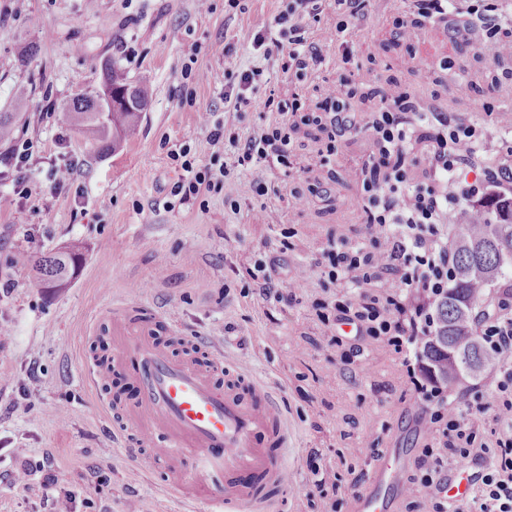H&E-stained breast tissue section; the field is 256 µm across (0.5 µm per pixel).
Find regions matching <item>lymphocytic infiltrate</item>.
<instances>
[{
    "label": "lymphocytic infiltrate",
    "mask_w": 512,
    "mask_h": 512,
    "mask_svg": "<svg viewBox=\"0 0 512 512\" xmlns=\"http://www.w3.org/2000/svg\"><path fill=\"white\" fill-rule=\"evenodd\" d=\"M368 2L290 0L273 21L258 26L253 45L263 59L280 60L292 82L303 84L324 61L320 47L309 37L311 23L320 21L324 13L334 14L341 57L350 61L347 35L352 23L364 19ZM411 6L423 18L446 21L453 36L479 28L482 48L501 74L512 79V28L500 22L498 0H411ZM263 106L275 109L279 121L244 141L226 137L225 124L217 113L202 115L213 156H223L225 146L237 147V163L247 167L250 188L259 196L273 189L265 167L268 156L291 166L295 144L290 132L298 124L311 122L326 132L329 142L319 156L323 164L334 154L336 138L355 127L345 101L331 93L321 94L317 111L311 115L304 113L302 99L295 92L283 98L268 96ZM365 130L371 151L358 170L357 186L364 200L366 234L346 248L325 250L323 274L332 282L362 289L361 299L341 305L340 313L356 321L360 335L397 350L403 338L430 333L431 310L446 292L453 272L449 228L469 205L512 186V145L496 165L469 183L462 171L484 149L486 133L481 126L442 112L420 111L414 100L400 96L375 112ZM181 167L184 174L171 189L180 202L223 191L225 169H198L190 158ZM378 281L385 283V292L369 294V287ZM480 336L497 359L495 417L512 422V314L482 324ZM434 422L435 435L419 465L418 483L428 489L443 483L442 458L467 459L473 442L471 424L462 414L440 413ZM465 507L467 512H512V448L503 447L497 454Z\"/></svg>",
    "instance_id": "obj_1"
}]
</instances>
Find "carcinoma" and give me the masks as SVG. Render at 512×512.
I'll return each instance as SVG.
<instances>
[{"label":"carcinoma","instance_id":"carcinoma-1","mask_svg":"<svg viewBox=\"0 0 512 512\" xmlns=\"http://www.w3.org/2000/svg\"><path fill=\"white\" fill-rule=\"evenodd\" d=\"M99 85L114 92H133L136 103L147 105L149 90L134 85L109 65ZM65 118L89 134L98 152L114 151L131 136L141 119L137 109L116 108L101 115L99 92L82 95L59 108ZM17 113L0 112V143L15 132ZM449 249L455 278L435 310V328L422 341L420 357L436 370L432 383L448 389L466 378L464 367L485 372L491 357L472 326L474 308L484 302L488 288L498 279L512 277V197L494 196L475 206V212L451 234ZM82 260L81 247L70 244L50 255L23 253L19 262L32 265L46 288H67Z\"/></svg>","mask_w":512,"mask_h":512}]
</instances>
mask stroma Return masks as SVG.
<instances>
[{
	"mask_svg": "<svg viewBox=\"0 0 512 512\" xmlns=\"http://www.w3.org/2000/svg\"><path fill=\"white\" fill-rule=\"evenodd\" d=\"M287 2L241 0L233 9L227 0H0V112L18 115L12 143L31 147L25 173L33 189L22 206L0 211V512H194L192 499L165 491L188 479L193 456L156 457L163 435L143 438L126 419L142 394L131 364L116 356L111 371L86 379L97 336H115L122 322L177 359L169 338L201 359L220 343L226 359L212 369L217 385L243 377L274 394L288 426V483L274 493L273 512H356L386 464L396 475L385 492L388 512H434L445 494L413 479L436 413L483 408L468 459L477 480L493 465L498 439L512 436L494 417L493 372L432 398L420 343L382 347L343 322L322 326L314 308L359 299V289L336 287L317 262L323 248L364 235L357 171L370 152L364 127L382 95H407L484 125L479 164L498 161L512 135V79L481 52L478 32L456 44L444 23L426 20L398 39L394 24L409 0H372L351 31L346 64L333 18L322 17L310 37L325 61L302 90L305 105L314 107L319 91L334 92L359 131L339 138L336 156L319 166L325 135L300 126L293 168L269 169L276 196L253 194L248 171L225 153V195L239 212L225 195L185 204L171 196L183 174L179 153L189 151L200 167L213 162L201 112L219 113L243 140L277 120L274 111H235L224 90L256 56L255 23ZM444 57L452 69L439 68ZM108 62L150 88L138 128L116 151L98 154L62 113L32 121L45 102L91 92ZM187 66L193 78H183ZM19 84L28 89L21 100ZM488 95L498 112L481 111ZM68 161L77 164L69 189L50 194V169ZM313 185L331 188V200L312 195ZM32 236L46 255L81 247L70 287H42L16 264ZM261 262L277 269L267 295L250 275ZM117 305L124 319L115 317Z\"/></svg>",
	"mask_w": 512,
	"mask_h": 512,
	"instance_id": "35a3bbf8",
	"label": "stroma"
}]
</instances>
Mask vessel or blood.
I'll list each match as a JSON object with an SVG mask.
<instances>
[{
	"label": "vessel or blood",
	"instance_id": "b4317fda",
	"mask_svg": "<svg viewBox=\"0 0 512 512\" xmlns=\"http://www.w3.org/2000/svg\"><path fill=\"white\" fill-rule=\"evenodd\" d=\"M122 353L140 358L142 398L133 416L163 431L165 454H192L194 500L204 512H256L269 504L266 486L285 478L282 450L288 431L275 397L260 383L251 389L259 402L218 388L208 368L177 360L148 336L130 330ZM253 475L237 483L236 475Z\"/></svg>",
	"mask_w": 512,
	"mask_h": 512
}]
</instances>
